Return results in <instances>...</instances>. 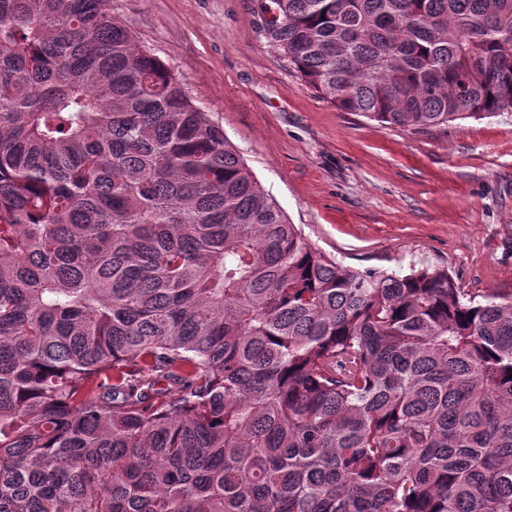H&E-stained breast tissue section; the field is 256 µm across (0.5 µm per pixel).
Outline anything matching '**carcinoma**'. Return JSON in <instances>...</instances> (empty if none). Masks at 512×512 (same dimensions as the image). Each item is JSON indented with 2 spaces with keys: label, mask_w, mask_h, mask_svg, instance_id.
<instances>
[{
  "label": "carcinoma",
  "mask_w": 512,
  "mask_h": 512,
  "mask_svg": "<svg viewBox=\"0 0 512 512\" xmlns=\"http://www.w3.org/2000/svg\"><path fill=\"white\" fill-rule=\"evenodd\" d=\"M344 112L512 108V0H257ZM0 512H512V289L345 266L109 0H0Z\"/></svg>",
  "instance_id": "carcinoma-1"
}]
</instances>
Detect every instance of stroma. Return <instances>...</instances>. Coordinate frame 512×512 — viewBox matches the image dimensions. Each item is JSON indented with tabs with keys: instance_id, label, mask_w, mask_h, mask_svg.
<instances>
[{
	"instance_id": "35a3bbf8",
	"label": "stroma",
	"mask_w": 512,
	"mask_h": 512,
	"mask_svg": "<svg viewBox=\"0 0 512 512\" xmlns=\"http://www.w3.org/2000/svg\"><path fill=\"white\" fill-rule=\"evenodd\" d=\"M256 0H110L309 243L344 265L512 288V110L413 132L343 112L260 35Z\"/></svg>"
}]
</instances>
